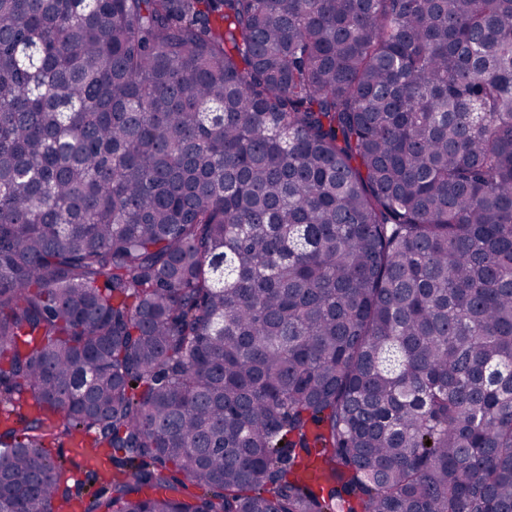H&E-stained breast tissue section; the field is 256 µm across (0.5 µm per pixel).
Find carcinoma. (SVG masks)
I'll list each match as a JSON object with an SVG mask.
<instances>
[{"label":"carcinoma","instance_id":"obj_1","mask_svg":"<svg viewBox=\"0 0 512 512\" xmlns=\"http://www.w3.org/2000/svg\"><path fill=\"white\" fill-rule=\"evenodd\" d=\"M0 410V512H512V0H0Z\"/></svg>","mask_w":512,"mask_h":512}]
</instances>
